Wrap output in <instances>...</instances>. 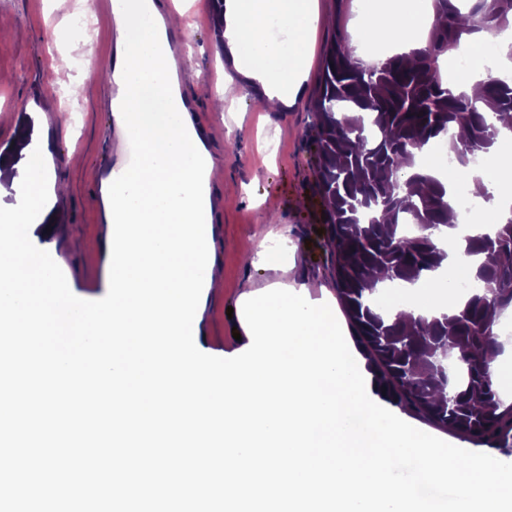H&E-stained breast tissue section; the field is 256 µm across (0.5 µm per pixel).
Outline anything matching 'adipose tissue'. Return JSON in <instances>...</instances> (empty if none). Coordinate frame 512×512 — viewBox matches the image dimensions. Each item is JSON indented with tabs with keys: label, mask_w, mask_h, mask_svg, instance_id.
<instances>
[{
	"label": "adipose tissue",
	"mask_w": 512,
	"mask_h": 512,
	"mask_svg": "<svg viewBox=\"0 0 512 512\" xmlns=\"http://www.w3.org/2000/svg\"><path fill=\"white\" fill-rule=\"evenodd\" d=\"M433 17L427 0H389L382 8L369 5L360 24L366 29L385 28L398 52L407 54L420 47L417 36L422 20ZM270 19L287 29L288 49H281L269 35L266 22ZM320 21L313 0H224V51L235 63L248 55V65L240 70L245 83L285 105L302 91L307 35ZM481 180L490 197L487 226L505 223L512 217V194L504 191L512 180V168L494 167L484 171Z\"/></svg>",
	"instance_id": "adipose-tissue-1"
}]
</instances>
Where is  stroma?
<instances>
[{
	"label": "stroma",
	"mask_w": 512,
	"mask_h": 512,
	"mask_svg": "<svg viewBox=\"0 0 512 512\" xmlns=\"http://www.w3.org/2000/svg\"><path fill=\"white\" fill-rule=\"evenodd\" d=\"M183 14L171 31L184 45L185 79L179 88L193 105L187 118L203 136L216 174L209 186L214 203L205 228L211 258L221 273L219 291L201 300L199 336L203 353L231 358L241 344L234 330H245L240 299L273 281H316L326 297L336 295L324 206L318 195L312 143L314 96L324 51L334 34L348 47L360 36L364 0H316L326 21L308 35L303 92L283 112L267 111L260 100L237 89L224 90L235 69L221 52L209 0H180ZM85 15L90 40L100 58L113 57L116 34L109 9L97 0H0V153H15L20 134L32 144H49L46 166L51 182L62 186L49 197L45 213L30 228L35 246L51 252L74 295L103 298L109 289L107 248L112 226L102 196L107 172L123 166L114 144L123 131L112 116L116 92L111 71L84 76L81 46L66 39L74 14ZM71 57L69 69L53 73L50 59ZM78 96H70L71 87ZM223 94L224 109L213 101ZM281 246L284 267L270 271L258 262L264 248Z\"/></svg>",
	"instance_id": "obj_1"
}]
</instances>
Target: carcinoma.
Listing matches in <instances>:
<instances>
[{"mask_svg": "<svg viewBox=\"0 0 512 512\" xmlns=\"http://www.w3.org/2000/svg\"><path fill=\"white\" fill-rule=\"evenodd\" d=\"M425 46L373 66L333 39L323 60L315 113L316 175L327 205L336 292L384 399L440 428L495 446L512 435L492 361L502 354V315L512 308V220L475 228L464 253L479 259L475 288L451 314L393 312L379 305L375 272L413 284L443 267L435 235L457 213L456 192L415 170L437 139L461 167L493 152L511 118L512 85L488 78L480 96L455 95L440 64L468 37L512 28V0H434Z\"/></svg>", "mask_w": 512, "mask_h": 512, "instance_id": "carcinoma-1", "label": "carcinoma"}]
</instances>
